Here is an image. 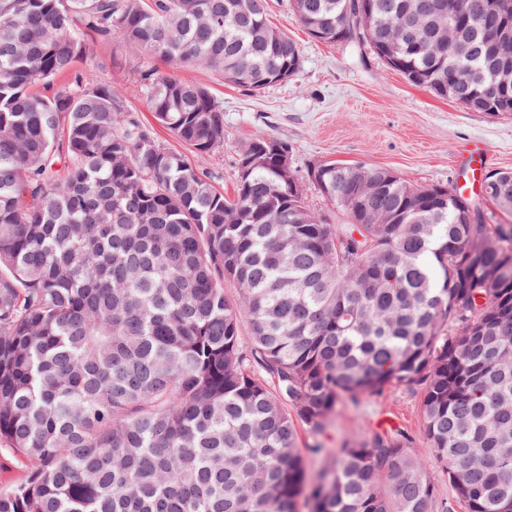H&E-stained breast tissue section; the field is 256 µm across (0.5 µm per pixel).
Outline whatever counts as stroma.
<instances>
[{"mask_svg": "<svg viewBox=\"0 0 512 512\" xmlns=\"http://www.w3.org/2000/svg\"><path fill=\"white\" fill-rule=\"evenodd\" d=\"M267 3L272 26L293 39L304 57L302 69L288 82L252 92L218 82L201 69L173 72L176 78L211 87L224 101V146L196 161L215 187L233 196L239 151L255 135L267 134L288 143L298 177H305L311 166L334 160L384 167L416 186L466 191L492 223L512 224V214L500 212L483 193L485 172L512 169V113L476 112L436 96L388 68L369 48L311 38L290 0ZM94 51L108 64L105 79L124 93L145 124L154 125L140 92V56L117 37L95 42ZM476 141L490 149L479 176L455 162ZM384 422L407 430L414 452L427 455L418 394L388 387L340 406L320 436L300 430V447L317 443L329 451L325 457H306L308 474L330 467L333 450L360 443L367 430Z\"/></svg>", "mask_w": 512, "mask_h": 512, "instance_id": "1", "label": "stroma"}]
</instances>
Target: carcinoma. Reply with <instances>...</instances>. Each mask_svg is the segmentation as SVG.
Masks as SVG:
<instances>
[{
	"label": "carcinoma",
	"instance_id": "cac0c4a2",
	"mask_svg": "<svg viewBox=\"0 0 512 512\" xmlns=\"http://www.w3.org/2000/svg\"><path fill=\"white\" fill-rule=\"evenodd\" d=\"M360 2L292 6L334 42ZM368 2L350 35L390 69L512 112V87L493 109L464 76L443 88L462 66L447 16ZM110 36L248 90L303 64L267 0H0V443L28 462L0 512H298L304 456L325 452L298 427L389 386L420 394L466 512H512V224H467L401 177L365 202L384 223L332 224L264 134L226 198L193 160L224 146L223 102L142 69L147 108L192 156L170 150L100 76L90 40ZM323 167L324 201L355 217L348 165ZM485 195L512 212V185ZM412 444L371 431L336 450L314 512H435Z\"/></svg>",
	"mask_w": 512,
	"mask_h": 512
}]
</instances>
